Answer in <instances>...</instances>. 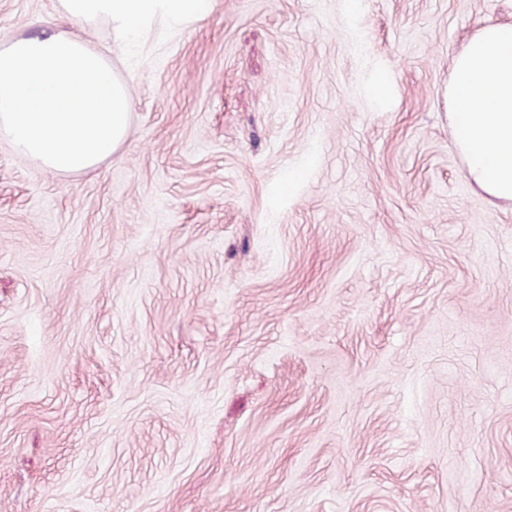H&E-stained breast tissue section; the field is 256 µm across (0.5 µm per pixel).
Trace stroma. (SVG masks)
<instances>
[{
	"instance_id": "stroma-1",
	"label": "stroma",
	"mask_w": 512,
	"mask_h": 512,
	"mask_svg": "<svg viewBox=\"0 0 512 512\" xmlns=\"http://www.w3.org/2000/svg\"><path fill=\"white\" fill-rule=\"evenodd\" d=\"M512 0H214L94 171L0 139V512H512V204L452 56Z\"/></svg>"
}]
</instances>
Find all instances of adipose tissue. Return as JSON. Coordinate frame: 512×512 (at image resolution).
Returning a JSON list of instances; mask_svg holds the SVG:
<instances>
[{"label":"adipose tissue","instance_id":"adipose-tissue-1","mask_svg":"<svg viewBox=\"0 0 512 512\" xmlns=\"http://www.w3.org/2000/svg\"><path fill=\"white\" fill-rule=\"evenodd\" d=\"M65 20L107 19L118 41L133 42L156 22L178 26L204 17L212 0H60ZM453 143L470 183L512 203V22L478 28L451 60Z\"/></svg>","mask_w":512,"mask_h":512}]
</instances>
